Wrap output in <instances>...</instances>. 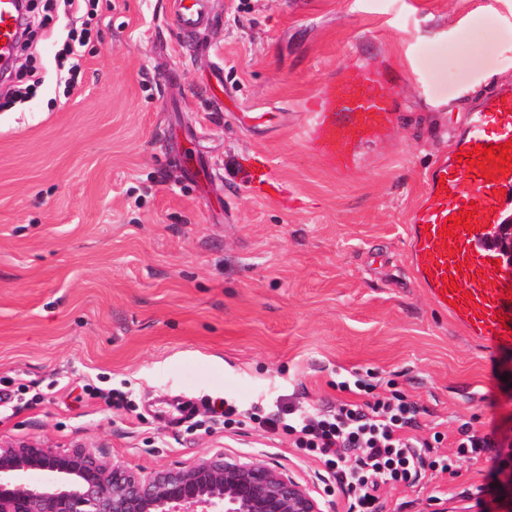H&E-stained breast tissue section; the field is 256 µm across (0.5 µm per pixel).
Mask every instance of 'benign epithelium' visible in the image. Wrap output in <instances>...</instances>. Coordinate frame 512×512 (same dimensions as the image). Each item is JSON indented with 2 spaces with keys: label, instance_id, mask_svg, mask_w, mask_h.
<instances>
[{
  "label": "benign epithelium",
  "instance_id": "obj_1",
  "mask_svg": "<svg viewBox=\"0 0 512 512\" xmlns=\"http://www.w3.org/2000/svg\"><path fill=\"white\" fill-rule=\"evenodd\" d=\"M0 512H323L277 469L221 454L140 474L76 447L0 445Z\"/></svg>",
  "mask_w": 512,
  "mask_h": 512
}]
</instances>
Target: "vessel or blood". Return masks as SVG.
Returning <instances> with one entry per match:
<instances>
[{
  "mask_svg": "<svg viewBox=\"0 0 512 512\" xmlns=\"http://www.w3.org/2000/svg\"><path fill=\"white\" fill-rule=\"evenodd\" d=\"M202 0H173L177 27L194 30L203 20ZM19 17L14 0H0V70L15 49ZM396 71L379 64L349 66L329 75L305 104L306 145L332 173L355 174L364 145L392 124L398 110ZM512 140V83L497 86L455 127L453 151L426 171L427 193L408 214L411 268L431 300L447 310L473 339L512 346V266L498 263L489 244L503 223L499 190L512 192V173L488 181L464 154L475 146ZM473 211L470 226L451 235L447 217Z\"/></svg>",
  "mask_w": 512,
  "mask_h": 512,
  "instance_id": "obj_1",
  "label": "vessel or blood"
}]
</instances>
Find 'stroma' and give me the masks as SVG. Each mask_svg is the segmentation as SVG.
Instances as JSON below:
<instances>
[{
	"label": "stroma",
	"instance_id": "stroma-1",
	"mask_svg": "<svg viewBox=\"0 0 512 512\" xmlns=\"http://www.w3.org/2000/svg\"><path fill=\"white\" fill-rule=\"evenodd\" d=\"M36 94L0 108V443L75 445L133 470L214 455L292 477L323 512L318 460L250 424L191 430L203 402L344 399L359 374L421 410L452 453L461 426L512 438V348L482 346L410 267V209L457 116L512 80V0H204L180 32L171 0H99L102 39L59 87L66 19L36 0ZM374 57L401 73L399 118L340 179L305 147L304 103ZM463 92L440 109L423 87ZM123 387L115 409L97 389ZM487 455L456 476L386 486L385 512H479Z\"/></svg>",
	"mask_w": 512,
	"mask_h": 512
}]
</instances>
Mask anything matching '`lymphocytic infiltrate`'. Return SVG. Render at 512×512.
<instances>
[{
  "label": "lymphocytic infiltrate",
  "mask_w": 512,
  "mask_h": 512,
  "mask_svg": "<svg viewBox=\"0 0 512 512\" xmlns=\"http://www.w3.org/2000/svg\"><path fill=\"white\" fill-rule=\"evenodd\" d=\"M63 3L77 24L68 29L56 64L71 83L81 74L78 48L94 38L87 19L96 14L99 0ZM337 387L351 393V400L306 412L283 404L257 422L266 431L292 436L301 455L322 464L323 480L343 495L345 512H383L382 487L417 485L429 466L431 443L417 434L420 409L395 393L366 400L370 387L358 379Z\"/></svg>",
  "instance_id": "f902f5d3"
}]
</instances>
